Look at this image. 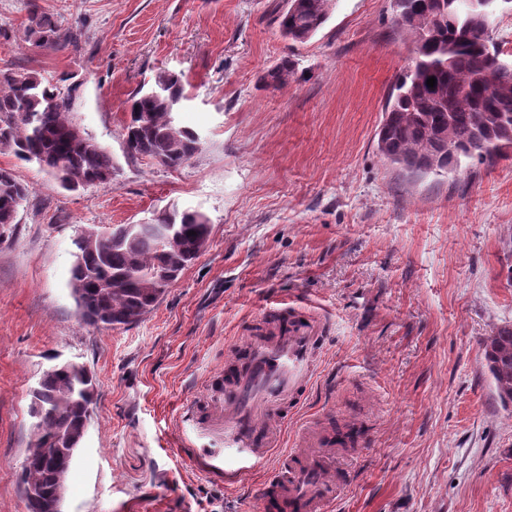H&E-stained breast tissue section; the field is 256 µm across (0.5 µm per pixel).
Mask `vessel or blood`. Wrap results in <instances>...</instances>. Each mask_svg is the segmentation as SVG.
<instances>
[{
    "label": "vessel or blood",
    "instance_id": "1",
    "mask_svg": "<svg viewBox=\"0 0 512 512\" xmlns=\"http://www.w3.org/2000/svg\"><path fill=\"white\" fill-rule=\"evenodd\" d=\"M317 339L316 327L299 318L290 321L286 334L246 338L245 358L210 389L216 412L205 425L218 432L221 447L186 448L200 473L234 485L266 462L314 370ZM323 442L322 432L304 431L267 475L253 512H327L350 484L351 473L337 469Z\"/></svg>",
    "mask_w": 512,
    "mask_h": 512
}]
</instances>
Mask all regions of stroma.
I'll use <instances>...</instances> for the list:
<instances>
[{
    "instance_id": "stroma-1",
    "label": "stroma",
    "mask_w": 512,
    "mask_h": 512,
    "mask_svg": "<svg viewBox=\"0 0 512 512\" xmlns=\"http://www.w3.org/2000/svg\"><path fill=\"white\" fill-rule=\"evenodd\" d=\"M78 36L59 52L25 40L29 0H0V68L73 76V121L111 154V180L60 187L0 151L32 190L0 242V512H26L20 467L31 392L52 364L94 375L95 401L63 512H249L264 470L236 485L198 472L187 411L264 318L319 324L318 359L280 443L308 423L362 426L341 449L353 479L329 512H512V405L482 341L512 326V159L415 175L377 150L384 105L414 47L391 0H335L291 43L285 0H38ZM288 85L262 81L283 57ZM182 75L177 126L199 149L183 166L127 158V102L156 72ZM190 209L210 241L136 324L83 322L69 287L85 227L147 224Z\"/></svg>"
}]
</instances>
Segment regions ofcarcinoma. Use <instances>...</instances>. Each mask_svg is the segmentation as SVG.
<instances>
[{"label": "carcinoma", "mask_w": 512, "mask_h": 512, "mask_svg": "<svg viewBox=\"0 0 512 512\" xmlns=\"http://www.w3.org/2000/svg\"><path fill=\"white\" fill-rule=\"evenodd\" d=\"M399 29L415 46L413 66L403 72L385 106L377 132V150L390 164L411 173H429L427 164L441 141L454 146L442 171L460 169L461 159L479 164L512 156V63L499 59L484 27L498 0H392ZM334 0H287L277 16L281 35L304 43L328 20ZM31 45L61 51L74 44L75 34L64 31L54 17L31 5L25 27ZM492 72L487 89L460 83ZM295 73V62L284 57L267 71L263 81L277 89ZM436 78L430 88L427 79ZM76 85L53 82L34 70L0 69V150L22 161L47 168L62 188H81L112 179L111 155L71 119ZM185 99L181 78L169 71L156 73L153 85L131 98L130 119L124 126L126 154L179 168L198 151L192 132L174 122ZM29 187L13 172L0 168V227L17 224L16 201L27 199ZM194 235H188V232ZM211 227L197 212H164L151 224H115L90 232L94 240H75L77 252L70 271L81 319L91 325L116 328L133 324L151 312L170 283L157 282L154 272L169 267L181 273L209 243ZM484 359L497 393L512 396V328L504 327L484 342ZM94 383L89 374L60 367L46 373L33 390L31 402L47 415L38 422L40 440L30 442L26 455L34 459L21 467L27 512H62L56 483L67 478L75 453L63 454L60 466L39 459L54 449L59 435L77 431L87 406L93 404Z\"/></svg>", "instance_id": "obj_1"}]
</instances>
